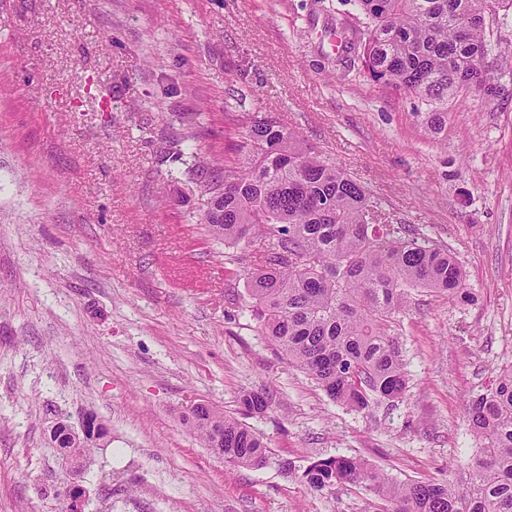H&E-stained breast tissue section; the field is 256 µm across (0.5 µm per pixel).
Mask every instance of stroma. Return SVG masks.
<instances>
[{"label": "stroma", "instance_id": "obj_1", "mask_svg": "<svg viewBox=\"0 0 512 512\" xmlns=\"http://www.w3.org/2000/svg\"><path fill=\"white\" fill-rule=\"evenodd\" d=\"M486 19L504 92L449 97L434 141L423 104L355 65V0H0V512H65L75 485L84 512H375L305 471L344 455L443 482L472 459L466 405L512 366V9ZM253 115L465 269L475 302L417 289L396 317L402 398L332 401L252 316L251 248L209 236L198 160L235 165ZM197 403L265 463L227 468ZM89 413L108 436L75 469L47 430ZM201 404L190 408L185 421L214 454L224 458L226 466L258 467L263 464L267 445L259 435L234 417Z\"/></svg>", "mask_w": 512, "mask_h": 512}]
</instances>
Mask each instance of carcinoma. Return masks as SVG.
Wrapping results in <instances>:
<instances>
[{
	"label": "carcinoma",
	"instance_id": "1",
	"mask_svg": "<svg viewBox=\"0 0 512 512\" xmlns=\"http://www.w3.org/2000/svg\"><path fill=\"white\" fill-rule=\"evenodd\" d=\"M367 26L362 68L377 82L431 107L425 132L440 138L448 97L499 96L502 74L486 62L492 0H357ZM237 166L213 176L200 211L211 237L255 248L248 277L253 315L289 363L335 402L355 410L398 399L408 388L395 315L423 288L470 303L474 294L454 253L402 224L382 221L367 190L269 117L249 118ZM246 412L269 407L259 393ZM466 418L481 442L448 482H397L363 462L333 456L306 472L310 487L364 484L382 512H512V367L473 400ZM185 421L231 468L258 467L263 439L234 417L193 405Z\"/></svg>",
	"mask_w": 512,
	"mask_h": 512
}]
</instances>
